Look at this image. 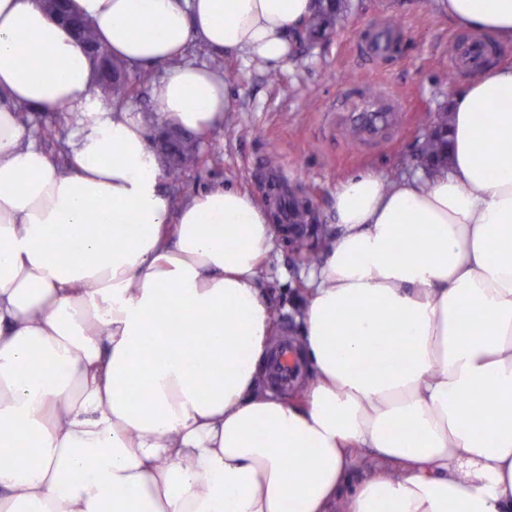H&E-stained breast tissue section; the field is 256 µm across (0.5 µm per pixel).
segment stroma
Returning a JSON list of instances; mask_svg holds the SVG:
<instances>
[{"instance_id": "obj_1", "label": "stroma", "mask_w": 512, "mask_h": 512, "mask_svg": "<svg viewBox=\"0 0 512 512\" xmlns=\"http://www.w3.org/2000/svg\"><path fill=\"white\" fill-rule=\"evenodd\" d=\"M351 3L332 35L297 44L293 57L274 67L222 58L201 46H190L188 61L223 73L232 103L222 127L195 136L201 156L198 167L185 171L178 183H166L175 201L216 183L246 191L267 209L284 196L303 197L314 204V241L320 245L338 231L332 211L338 181L369 167L391 180L410 179L421 172L418 148L436 112L448 107L458 84L470 78L461 71L456 83L448 81V44L461 39L462 33L447 16L436 12L433 0ZM385 21L398 24L399 37L393 53L373 64L357 55L355 47L372 27ZM168 73V67L153 68L151 81L123 102L145 121L148 142L154 148L167 129L155 119L153 84ZM363 77L374 79L377 89L401 95L408 109L405 127L371 146L342 133L327 117L346 86ZM76 121L75 114L63 110L25 115L32 129L56 128L55 141L44 148L60 164L66 161L64 149ZM273 150L279 165L269 169L264 159ZM306 273L287 235H280L260 288L276 314L278 339H300Z\"/></svg>"}]
</instances>
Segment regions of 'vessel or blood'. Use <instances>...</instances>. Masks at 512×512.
<instances>
[{
  "label": "vessel or blood",
  "mask_w": 512,
  "mask_h": 512,
  "mask_svg": "<svg viewBox=\"0 0 512 512\" xmlns=\"http://www.w3.org/2000/svg\"><path fill=\"white\" fill-rule=\"evenodd\" d=\"M393 43L390 30L377 29L362 43L361 51L372 58H382L389 54ZM488 54L485 45L460 42L449 64L455 69L477 73ZM402 114L394 98L384 92L370 94L360 92L359 100L347 111L337 113L338 124L359 135L366 143H375L384 133L397 127ZM301 371V363L290 342H282L275 350L269 363L271 381L275 387L290 385Z\"/></svg>",
  "instance_id": "vessel-or-blood-1"
}]
</instances>
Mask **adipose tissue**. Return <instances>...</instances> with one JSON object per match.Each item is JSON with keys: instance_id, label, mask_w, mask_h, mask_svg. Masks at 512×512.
I'll list each match as a JSON object with an SVG mask.
<instances>
[{"instance_id": "adipose-tissue-1", "label": "adipose tissue", "mask_w": 512, "mask_h": 512, "mask_svg": "<svg viewBox=\"0 0 512 512\" xmlns=\"http://www.w3.org/2000/svg\"><path fill=\"white\" fill-rule=\"evenodd\" d=\"M435 2L512 44V0ZM73 7L128 67L172 63L156 119L203 134L230 94L189 44L281 63L319 0ZM92 81L43 0H0V512H512V66L454 94L447 168L337 184L292 401L264 385L270 214L222 185L174 205ZM23 107L78 115L65 166ZM365 451L399 471L343 492Z\"/></svg>"}]
</instances>
